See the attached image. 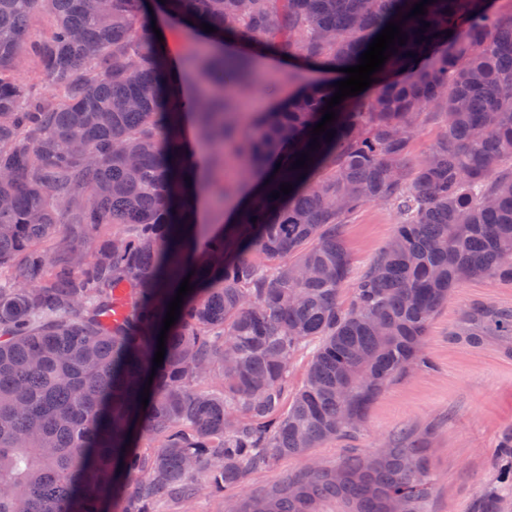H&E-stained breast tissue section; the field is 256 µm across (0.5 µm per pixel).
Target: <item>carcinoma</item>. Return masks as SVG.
<instances>
[{"label":"carcinoma","instance_id":"obj_1","mask_svg":"<svg viewBox=\"0 0 512 512\" xmlns=\"http://www.w3.org/2000/svg\"><path fill=\"white\" fill-rule=\"evenodd\" d=\"M416 2L0 0V267L14 269L0 288V512H190L208 487L359 431L384 389L430 366L427 330L453 288L512 282V12L435 0L401 20ZM36 12L50 25L31 39ZM161 18L207 50L172 56L152 29ZM399 20L406 44L370 91L334 107L319 148L311 130L336 92L325 82L274 112L233 111L255 85L252 56L347 68ZM24 68L57 93H37ZM190 83L203 91L187 97ZM430 116L441 134L414 162ZM263 170L234 223L196 222L200 194L222 203ZM283 183L292 191L271 198ZM371 202L400 221L352 283L342 225ZM57 224L122 231L90 255L55 254L39 244ZM455 335L512 356V307L474 303ZM427 451L399 435L233 512H428ZM510 498L512 484L495 485L471 512Z\"/></svg>","mask_w":512,"mask_h":512}]
</instances>
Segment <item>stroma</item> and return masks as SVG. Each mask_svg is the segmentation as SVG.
<instances>
[{
    "instance_id": "obj_1",
    "label": "stroma",
    "mask_w": 512,
    "mask_h": 512,
    "mask_svg": "<svg viewBox=\"0 0 512 512\" xmlns=\"http://www.w3.org/2000/svg\"><path fill=\"white\" fill-rule=\"evenodd\" d=\"M296 88V82L282 75L280 64L270 63L260 69L258 83L240 109L269 111ZM397 222L396 210L379 202L366 204L351 216L343 227V241L353 276L364 273L391 239ZM481 301L512 307V282L472 278L454 288L426 336L432 369H414L393 382L371 405L359 432L306 455L280 459L232 493L204 491L193 512H228L237 500L279 485L310 462L332 465L354 449L378 451L401 431L428 437L435 475L430 512H471L486 485L512 470L498 453L502 433L512 429V357L495 343L474 348L454 336L462 310Z\"/></svg>"
}]
</instances>
